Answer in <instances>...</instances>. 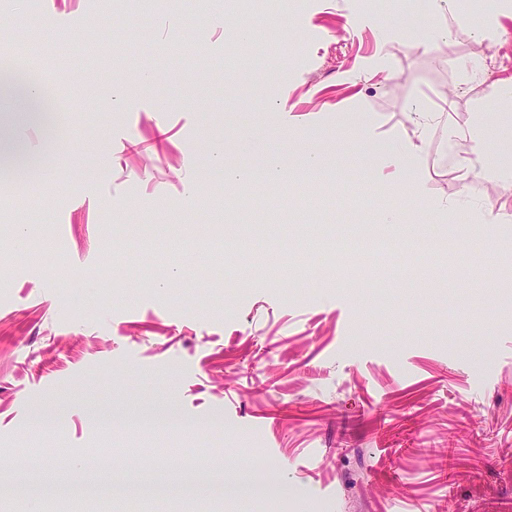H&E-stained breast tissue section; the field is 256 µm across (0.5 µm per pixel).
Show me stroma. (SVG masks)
I'll use <instances>...</instances> for the list:
<instances>
[{
	"mask_svg": "<svg viewBox=\"0 0 512 512\" xmlns=\"http://www.w3.org/2000/svg\"><path fill=\"white\" fill-rule=\"evenodd\" d=\"M390 10L302 0L257 25L227 0H15L0 16V50L28 31L24 61L82 104L59 114L55 182L0 176V472L48 479L60 447L176 486L88 512H512V222L449 252L432 221L462 194L512 214V182L441 161L472 114L503 131L485 106L512 66L465 77L477 29L450 13L446 37L412 42ZM416 103L452 111L397 189ZM365 224L394 238L389 266L329 272L327 247ZM174 439L180 462L154 455Z\"/></svg>",
	"mask_w": 512,
	"mask_h": 512,
	"instance_id": "stroma-1",
	"label": "stroma"
}]
</instances>
